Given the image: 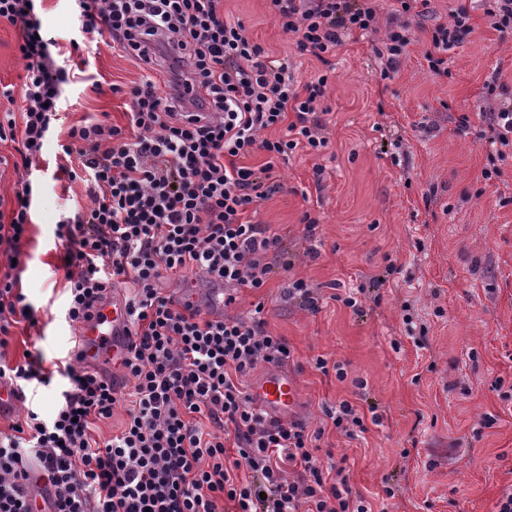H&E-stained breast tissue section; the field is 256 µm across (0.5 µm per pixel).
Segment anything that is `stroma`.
<instances>
[{"label":"stroma","instance_id":"1","mask_svg":"<svg viewBox=\"0 0 512 512\" xmlns=\"http://www.w3.org/2000/svg\"><path fill=\"white\" fill-rule=\"evenodd\" d=\"M462 6L474 30L449 52L447 76L432 75L415 46L385 80L374 52L380 34L337 49L329 71L297 52L269 0H224L225 16L287 60L298 81L328 74L322 120L330 137L323 155L301 150L276 164L282 188L254 217L281 235L292 269L274 267L265 288L241 289L227 313L243 316L252 303L265 302L269 331L284 337L293 354L287 369L299 400L291 419L315 428L323 404L375 406L379 424L354 440L327 429L321 445L346 456L353 488L374 506L382 505L385 482L398 485L402 506L387 512H494L502 489L512 485V404L500 397L512 394V203H502L500 186L482 178L487 149L478 119L488 80L512 87V35L491 28L479 0H430L423 24L446 20ZM40 17L69 53L78 19L66 0H44ZM96 45L89 69L102 90H66L62 118L37 163L32 224L14 274L38 325L12 328L0 358L13 364L29 356L48 367L65 348L63 246L54 229L89 200L56 143L84 119L125 125V98L111 86L141 81L145 73L107 39ZM24 77L15 30L1 22L0 86L12 95H0V113L21 111ZM463 115L470 126L462 130ZM398 139L405 153L395 164L380 147ZM318 165L325 170L319 184ZM307 213L318 220L311 241L302 223ZM293 279L318 288L317 312L289 298ZM360 286L369 292L358 315L336 296ZM404 299L414 322L427 329L425 346L404 332ZM320 357L343 363L348 381L324 377L315 367ZM356 377L366 381V392L353 386ZM490 415L494 423L484 424ZM411 446L419 458L402 463L401 450Z\"/></svg>","mask_w":512,"mask_h":512}]
</instances>
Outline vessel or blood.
Listing matches in <instances>:
<instances>
[{"label":"vessel or blood","mask_w":512,"mask_h":512,"mask_svg":"<svg viewBox=\"0 0 512 512\" xmlns=\"http://www.w3.org/2000/svg\"><path fill=\"white\" fill-rule=\"evenodd\" d=\"M183 302L202 303L209 316H224V290L204 285L182 288L176 294ZM132 325L127 303L119 288H112L98 304L91 319L72 330L70 349L83 364L105 371H118L128 352ZM256 404L278 415L288 413L297 403L299 392L292 376L285 371L269 375L253 390Z\"/></svg>","instance_id":"b4317fda"}]
</instances>
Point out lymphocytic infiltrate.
I'll return each mask as SVG.
<instances>
[{"mask_svg":"<svg viewBox=\"0 0 512 512\" xmlns=\"http://www.w3.org/2000/svg\"><path fill=\"white\" fill-rule=\"evenodd\" d=\"M75 2L72 52L105 37L149 73L124 91L126 125L75 124L60 146L76 157L91 201L55 230L68 258L64 318L80 325L106 288L126 284L133 337L117 381L71 354L51 369L0 359V382L16 398L32 383L61 385L53 418L28 407L0 435V512H36L41 502L47 512H224L228 501L233 512H373L353 491L345 459L322 462L324 428L272 416L244 390L241 377L291 358L287 340L267 329L264 302L248 316L213 320L163 286L191 274L219 280L230 306L240 289L265 285L281 237L247 214L280 190L276 162L327 149V76L298 83L286 61L225 17L224 0ZM428 2L399 0L384 19L377 0H270L297 52L326 66L346 41L383 32L376 55L385 78L416 44L428 71L447 75L449 51L472 33L459 8L417 34L410 16ZM37 8L38 0H0L26 71L22 116L0 122V141L18 139L27 172L76 77L53 57ZM484 94L482 177L491 182L512 157V90L492 81ZM271 128L281 136L267 138ZM255 153L264 165H242ZM31 206L25 180L0 217L7 259L21 254ZM27 307L16 277L0 272V348L14 325L37 326ZM118 409L126 415L119 434L96 436V422Z\"/></svg>","mask_w":512,"mask_h":512,"instance_id":"f902f5d3","label":"lymphocytic infiltrate"}]
</instances>
